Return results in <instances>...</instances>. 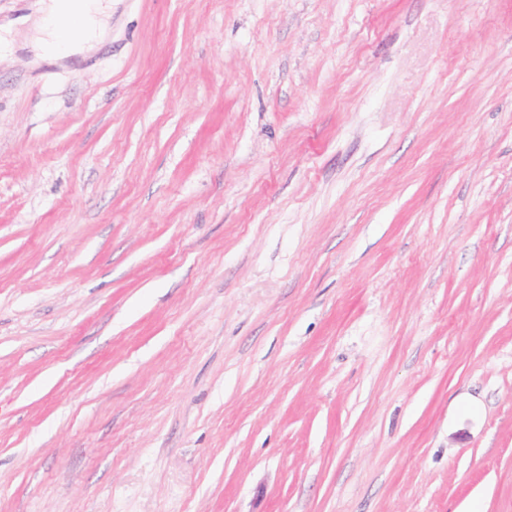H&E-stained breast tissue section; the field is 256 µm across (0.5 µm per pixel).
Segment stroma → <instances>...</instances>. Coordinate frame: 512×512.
I'll return each instance as SVG.
<instances>
[{
  "mask_svg": "<svg viewBox=\"0 0 512 512\" xmlns=\"http://www.w3.org/2000/svg\"><path fill=\"white\" fill-rule=\"evenodd\" d=\"M0 63V512H512V0H112ZM40 17L32 24L31 45L34 51L33 63H56L72 57L84 56L105 38L108 20L112 15V0H39ZM80 17L78 27L72 29L65 42H61L59 31L68 29L73 19L69 14ZM61 14V15H59ZM56 26L53 25V19Z\"/></svg>",
  "mask_w": 512,
  "mask_h": 512,
  "instance_id": "stroma-1",
  "label": "stroma"
}]
</instances>
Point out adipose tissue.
<instances>
[{"label": "adipose tissue", "mask_w": 512, "mask_h": 512, "mask_svg": "<svg viewBox=\"0 0 512 512\" xmlns=\"http://www.w3.org/2000/svg\"><path fill=\"white\" fill-rule=\"evenodd\" d=\"M67 12L78 15L80 24L63 38L53 20ZM111 15L112 0H41V14L32 25L34 64L85 55L103 41Z\"/></svg>", "instance_id": "obj_1"}]
</instances>
